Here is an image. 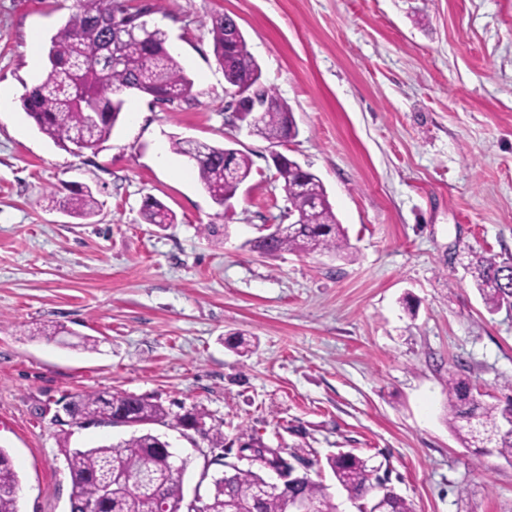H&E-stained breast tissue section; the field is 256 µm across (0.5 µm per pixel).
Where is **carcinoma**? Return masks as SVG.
<instances>
[{"instance_id":"obj_1","label":"carcinoma","mask_w":512,"mask_h":512,"mask_svg":"<svg viewBox=\"0 0 512 512\" xmlns=\"http://www.w3.org/2000/svg\"><path fill=\"white\" fill-rule=\"evenodd\" d=\"M76 11L51 38L48 69L40 83L31 87L23 98V106L39 130L65 150H96L107 141L123 111L128 91L150 96L162 102L188 99L193 82L167 47L168 38L160 29L140 30L124 45L130 61L128 68H112L106 61L107 46L112 40V21L122 18V0H75ZM231 25L228 14L210 17L209 33L213 53L219 65L224 56L230 64L224 79L232 87L250 88L262 77L259 64L246 44L228 42ZM267 105L260 122L261 137L280 142L296 124L288 103L274 91L262 87ZM98 113L89 123L86 112ZM172 149L179 155L195 153L199 157L198 178L210 198L234 196L252 174V162L242 152L223 145L175 139ZM282 189L289 210L300 215L303 223L289 224L277 235L261 236L251 249L262 255L281 252H321L343 258L350 244L344 228L337 220L321 179L315 174L287 168L281 175ZM59 203L80 218L93 216L98 207L90 189H71ZM147 224H172L174 213L162 202L148 198L142 208ZM474 283L491 313L512 307V263L498 262L480 256L474 263ZM476 389L466 378L448 377V425L467 446H491L497 454L512 461V434L501 430L502 420L512 415L509 398L506 404L489 402L474 396ZM123 413L136 422L128 438L117 443L90 448H76L67 457L71 479L70 512H85L88 504L109 492L108 504L102 512H156L157 497L173 503L183 498V475L187 460L164 451L167 441L147 429V425L163 423L169 411L158 401L143 395L119 393L108 400L96 393L78 394L66 404V412L80 424L96 422L106 408ZM209 415L192 407L178 417L201 429L202 440L210 448L224 447V432L216 425L207 426ZM273 458L253 457L259 467L228 468L211 479L207 494L194 512H290L291 502L299 497L311 512H339L324 485L308 473L278 486L269 483L265 473L279 462L288 466L285 449L271 448ZM337 483L347 498L372 512L374 503L389 496L390 512H412L405 498L388 490L379 469L351 452H339L327 460ZM19 475L12 459L0 448V512H18Z\"/></svg>"}]
</instances>
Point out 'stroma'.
I'll return each instance as SVG.
<instances>
[{"instance_id": "1", "label": "stroma", "mask_w": 512, "mask_h": 512, "mask_svg": "<svg viewBox=\"0 0 512 512\" xmlns=\"http://www.w3.org/2000/svg\"><path fill=\"white\" fill-rule=\"evenodd\" d=\"M73 10L0 0V447L18 512H70L69 451L128 436L73 423L64 404L87 392L168 408L152 430L189 458V493L203 468L237 460L215 448L205 465L183 437L175 417L196 405L226 442L247 432L309 461L340 512L358 510L327 459L346 451L413 512H512V462L465 447L447 419L449 375L512 395V313L488 312L468 269L512 262V0H158L147 25L166 31L192 98L127 97L100 149L75 153L23 107ZM218 12L288 102L295 139L271 143L226 111L206 27ZM176 137L251 159L232 211ZM275 151L321 178L351 258L251 251L288 221ZM67 185L91 188L97 216L59 208ZM149 196L176 222L145 223ZM57 323L98 351L40 337Z\"/></svg>"}]
</instances>
